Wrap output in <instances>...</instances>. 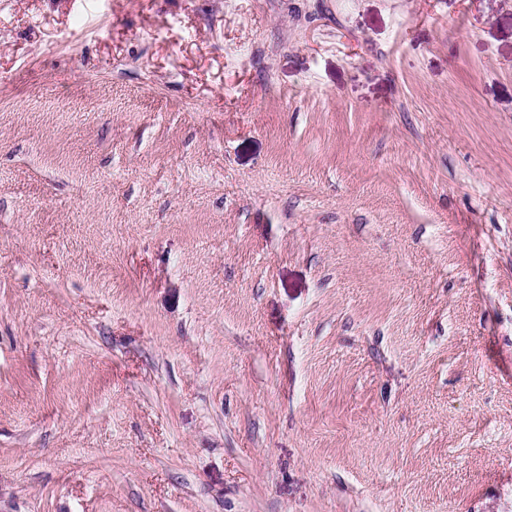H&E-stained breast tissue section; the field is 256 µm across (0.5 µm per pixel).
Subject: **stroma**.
<instances>
[{
  "instance_id": "stroma-1",
  "label": "stroma",
  "mask_w": 512,
  "mask_h": 512,
  "mask_svg": "<svg viewBox=\"0 0 512 512\" xmlns=\"http://www.w3.org/2000/svg\"><path fill=\"white\" fill-rule=\"evenodd\" d=\"M0 512H512V0H0Z\"/></svg>"
}]
</instances>
